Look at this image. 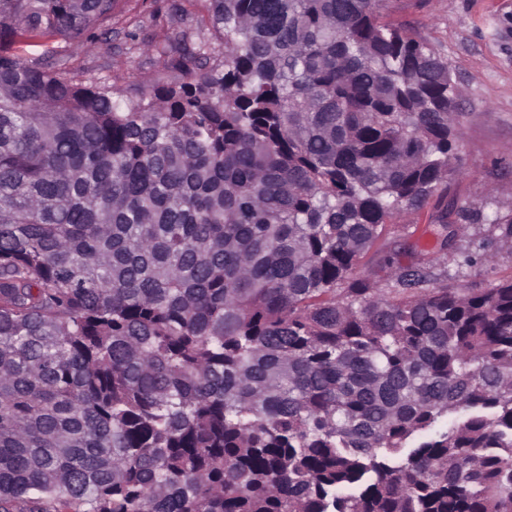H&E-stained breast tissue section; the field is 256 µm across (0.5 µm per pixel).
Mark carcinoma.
I'll return each mask as SVG.
<instances>
[{"label":"carcinoma","instance_id":"obj_1","mask_svg":"<svg viewBox=\"0 0 512 512\" xmlns=\"http://www.w3.org/2000/svg\"><path fill=\"white\" fill-rule=\"evenodd\" d=\"M224 48L74 80L119 0H0V512H512V278L360 259L448 205L458 86L385 0H206Z\"/></svg>","mask_w":512,"mask_h":512}]
</instances>
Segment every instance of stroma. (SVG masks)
I'll return each mask as SVG.
<instances>
[{"label":"stroma","instance_id":"obj_1","mask_svg":"<svg viewBox=\"0 0 512 512\" xmlns=\"http://www.w3.org/2000/svg\"><path fill=\"white\" fill-rule=\"evenodd\" d=\"M385 13L437 47L457 81L462 135L455 151L463 175L448 186L449 203L487 200L512 203V0H386ZM111 33L95 43L52 44L58 66L79 79L120 88L133 98L160 77L183 80L171 70V48L181 42H216L204 0H125L110 23ZM433 206L404 213L387 225L362 258L359 271L379 273L386 256L407 264L424 240L433 239ZM448 250L445 282L451 288H486L512 277V244L498 247L495 267L473 263L457 276L455 261L473 239L494 237L487 224L460 226Z\"/></svg>","mask_w":512,"mask_h":512}]
</instances>
